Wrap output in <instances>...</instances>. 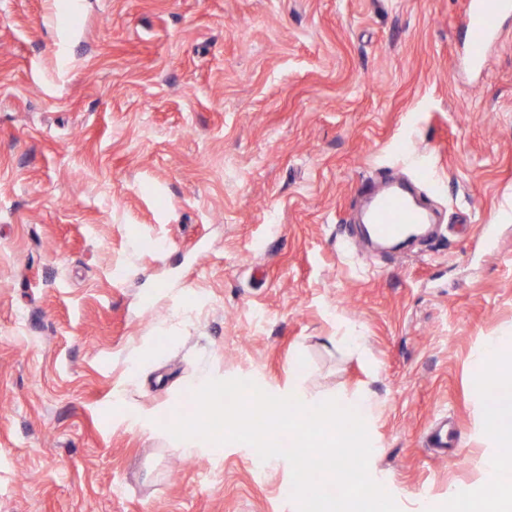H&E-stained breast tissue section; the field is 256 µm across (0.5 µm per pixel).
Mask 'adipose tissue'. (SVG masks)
Instances as JSON below:
<instances>
[{"label": "adipose tissue", "instance_id": "1", "mask_svg": "<svg viewBox=\"0 0 512 512\" xmlns=\"http://www.w3.org/2000/svg\"><path fill=\"white\" fill-rule=\"evenodd\" d=\"M475 396L493 408L485 431L500 446H512V336L486 342L475 358Z\"/></svg>", "mask_w": 512, "mask_h": 512}]
</instances>
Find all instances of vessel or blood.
<instances>
[{"instance_id":"vessel-or-blood-1","label":"vessel or blood","mask_w":512,"mask_h":512,"mask_svg":"<svg viewBox=\"0 0 512 512\" xmlns=\"http://www.w3.org/2000/svg\"><path fill=\"white\" fill-rule=\"evenodd\" d=\"M512 14V0H467L466 30L468 58L472 64H483L490 43L498 34V22ZM368 190L374 203L370 222L381 238H395L414 224L427 223L425 211L400 182L375 183Z\"/></svg>"}]
</instances>
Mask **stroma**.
<instances>
[{"instance_id": "1", "label": "stroma", "mask_w": 512, "mask_h": 512, "mask_svg": "<svg viewBox=\"0 0 512 512\" xmlns=\"http://www.w3.org/2000/svg\"><path fill=\"white\" fill-rule=\"evenodd\" d=\"M465 10L0 0V512H296L284 458L187 454L141 418L193 415L203 376L287 395L298 357L311 392L378 402L369 469L400 512L480 484L473 356L512 336V17L474 71ZM398 176L436 222L380 251L361 189Z\"/></svg>"}]
</instances>
